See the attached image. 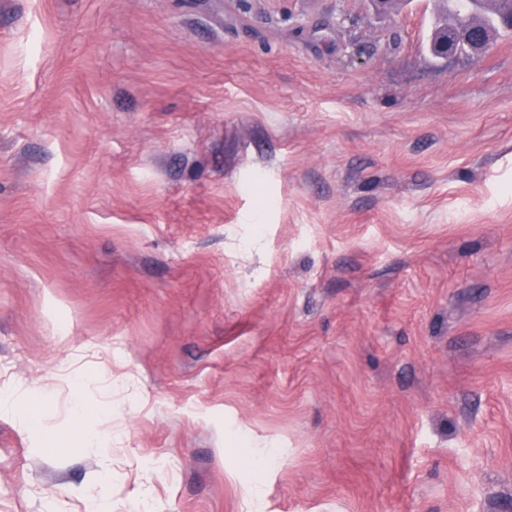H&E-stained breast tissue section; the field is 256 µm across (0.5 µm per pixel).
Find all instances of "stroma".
<instances>
[{"instance_id":"stroma-1","label":"stroma","mask_w":512,"mask_h":512,"mask_svg":"<svg viewBox=\"0 0 512 512\" xmlns=\"http://www.w3.org/2000/svg\"><path fill=\"white\" fill-rule=\"evenodd\" d=\"M439 14L0 0V512H512V33ZM459 43H464L470 52L480 54L489 49L490 38L484 30L479 28L470 27L460 32L450 31L430 46V52L432 55L448 59V57L459 52Z\"/></svg>"}]
</instances>
